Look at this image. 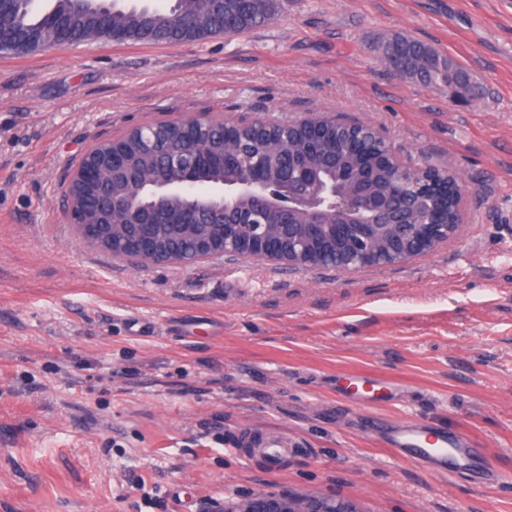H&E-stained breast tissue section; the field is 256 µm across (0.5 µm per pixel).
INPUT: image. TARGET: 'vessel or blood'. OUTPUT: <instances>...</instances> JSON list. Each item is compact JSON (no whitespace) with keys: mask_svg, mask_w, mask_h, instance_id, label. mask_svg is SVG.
I'll return each mask as SVG.
<instances>
[{"mask_svg":"<svg viewBox=\"0 0 512 512\" xmlns=\"http://www.w3.org/2000/svg\"><path fill=\"white\" fill-rule=\"evenodd\" d=\"M344 392L361 402L382 403L393 399L395 389L388 382L357 374L345 379ZM385 442L394 454L417 461L435 473H448L461 466H475L482 456L477 443L459 432L425 430L419 420L405 419L389 427ZM238 443L273 455L284 456L293 444L280 432L245 433Z\"/></svg>","mask_w":512,"mask_h":512,"instance_id":"obj_1","label":"vessel or blood"}]
</instances>
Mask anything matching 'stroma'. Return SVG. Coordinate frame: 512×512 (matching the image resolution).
<instances>
[{
    "instance_id": "35a3bbf8",
    "label": "stroma",
    "mask_w": 512,
    "mask_h": 512,
    "mask_svg": "<svg viewBox=\"0 0 512 512\" xmlns=\"http://www.w3.org/2000/svg\"><path fill=\"white\" fill-rule=\"evenodd\" d=\"M402 33L480 84L388 73ZM320 112L382 130L402 161L458 172L457 236L353 274L257 259L141 266L66 217L97 142L200 113ZM381 373L366 407L343 377ZM476 438L501 479L434 474L385 448L407 417ZM295 442L248 460L239 431ZM367 512H512V0H277L270 22L182 43L0 53V512H191L252 491Z\"/></svg>"
}]
</instances>
